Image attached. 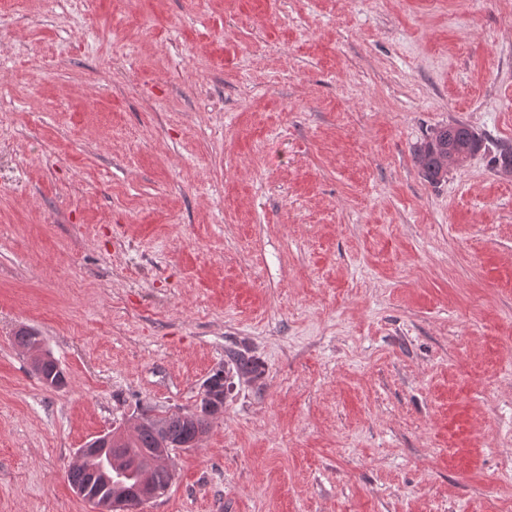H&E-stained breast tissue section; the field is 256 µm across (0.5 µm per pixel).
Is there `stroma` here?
Returning <instances> with one entry per match:
<instances>
[{
    "mask_svg": "<svg viewBox=\"0 0 512 512\" xmlns=\"http://www.w3.org/2000/svg\"><path fill=\"white\" fill-rule=\"evenodd\" d=\"M505 146L512 0H0V512H90L78 449L231 350L142 512H512ZM482 145L479 134L468 124L462 122L449 123L434 130L414 149L415 158L423 179L429 183H437L448 173V166L459 164L455 153L448 155V148L463 154L462 163L475 154Z\"/></svg>",
    "mask_w": 512,
    "mask_h": 512,
    "instance_id": "stroma-1",
    "label": "stroma"
}]
</instances>
